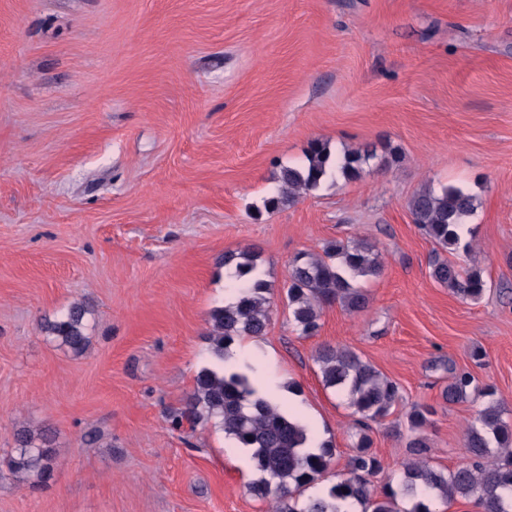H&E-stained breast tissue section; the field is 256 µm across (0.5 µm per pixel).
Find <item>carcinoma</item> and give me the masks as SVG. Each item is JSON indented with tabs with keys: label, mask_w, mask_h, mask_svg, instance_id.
Wrapping results in <instances>:
<instances>
[{
	"label": "carcinoma",
	"mask_w": 512,
	"mask_h": 512,
	"mask_svg": "<svg viewBox=\"0 0 512 512\" xmlns=\"http://www.w3.org/2000/svg\"><path fill=\"white\" fill-rule=\"evenodd\" d=\"M372 156L373 152L364 148L335 159L326 144L316 142L305 166L281 168L278 194L267 199L266 205L275 208L317 189L333 170L346 178H356L362 163ZM408 208L419 229L437 247L456 256L454 260L436 259L430 277L462 300L480 299L487 282L471 259V246L462 243L459 232L474 212L476 198L460 187L446 186L438 192L427 189L414 195ZM223 263L224 269L235 270L238 301L210 312L208 340L216 365L197 373L182 415L196 421L214 419L238 447L252 450L256 469L262 474L249 486L254 496L270 499L275 512H341L339 503L345 501L359 504L362 512H401L398 498L420 491L446 502L472 499L482 512H512V503L505 504L500 494L504 487L512 489V422L504 419L501 405L494 400L479 411L477 423L466 429L468 461L447 471L427 460L430 444L426 429L432 410L410 408L405 413L409 432L406 448L413 460L405 464L398 487L387 483L378 492L372 490L367 477L379 472L382 464L371 451L369 422L390 415L402 402V395L396 382L356 352L330 345L319 349L316 360L324 386L346 393L348 405L357 416L358 450L347 464L350 477L327 488L323 497L300 500L307 486L328 473L332 449L324 443L317 453L303 451L305 429L259 394L251 367H224L225 351L235 340L265 334L271 301L254 252H226ZM380 272L375 246L365 242L336 239L320 254H298L289 263L285 292L292 324L300 335L313 336L321 327L325 307L338 303L350 312L365 310L368 294L354 286V281ZM87 314L84 305L74 304L60 318L45 322L42 330L50 340L81 356L90 345ZM472 392L491 395L479 389L471 373L461 371L454 374L444 397L459 402ZM15 441L17 448L8 460L9 470L24 480L46 477L53 448L50 434L22 428L17 430Z\"/></svg>",
	"instance_id": "cac0c4a2"
}]
</instances>
